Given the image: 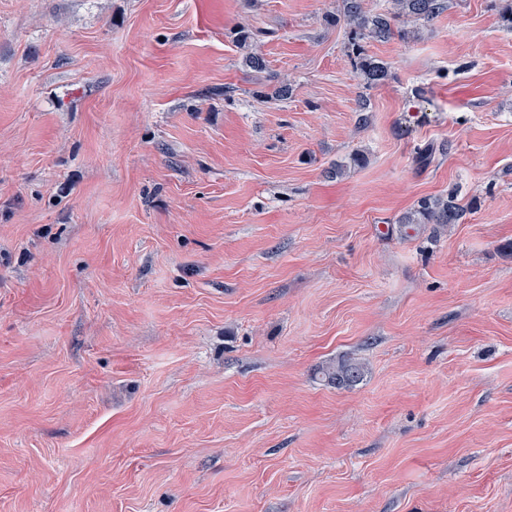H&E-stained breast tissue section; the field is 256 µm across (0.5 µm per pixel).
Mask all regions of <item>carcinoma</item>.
Wrapping results in <instances>:
<instances>
[{
  "label": "carcinoma",
  "instance_id": "obj_1",
  "mask_svg": "<svg viewBox=\"0 0 512 512\" xmlns=\"http://www.w3.org/2000/svg\"><path fill=\"white\" fill-rule=\"evenodd\" d=\"M448 9V0H390L385 10L368 13L362 0H341L340 13L349 26L351 60L356 77L364 88H373L389 79L388 66L365 53L363 41L372 38L386 41L395 35L396 23L404 20L432 22ZM465 210L453 192L446 197H425L417 207L403 215L400 224H458ZM327 384L338 389L359 384L365 366L357 361L342 360L321 371Z\"/></svg>",
  "mask_w": 512,
  "mask_h": 512
}]
</instances>
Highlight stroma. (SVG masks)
<instances>
[{"mask_svg":"<svg viewBox=\"0 0 512 512\" xmlns=\"http://www.w3.org/2000/svg\"><path fill=\"white\" fill-rule=\"evenodd\" d=\"M510 3L0 0V512H512ZM363 0H341L340 13L349 26V44L351 60L356 77L364 88H373L389 79L388 66L365 53L363 41L372 38L386 41L398 30L396 22L404 20L430 23L448 9V0H390L385 10L368 13L364 10ZM396 28V30H395ZM465 210L457 201V195L449 192L445 197H425L417 207L402 216L405 224H458ZM366 367L357 361L342 360L336 366H328L320 372L327 384L336 388H350L359 384L364 376Z\"/></svg>","mask_w":512,"mask_h":512,"instance_id":"1","label":"stroma"}]
</instances>
